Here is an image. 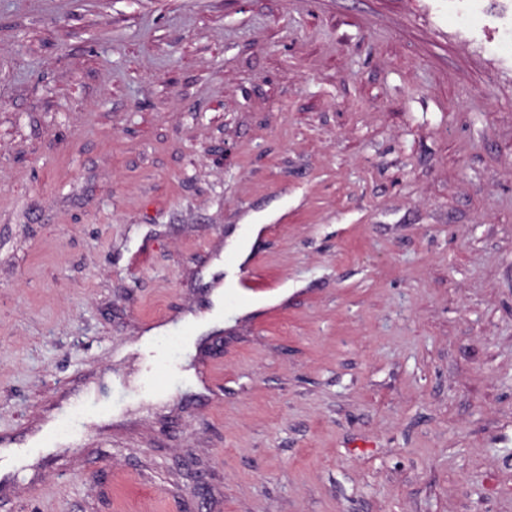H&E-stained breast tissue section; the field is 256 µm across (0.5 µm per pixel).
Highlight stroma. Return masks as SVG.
Returning a JSON list of instances; mask_svg holds the SVG:
<instances>
[{
	"mask_svg": "<svg viewBox=\"0 0 512 512\" xmlns=\"http://www.w3.org/2000/svg\"><path fill=\"white\" fill-rule=\"evenodd\" d=\"M510 36L512 0H0V447L46 439L0 512H512Z\"/></svg>",
	"mask_w": 512,
	"mask_h": 512,
	"instance_id": "stroma-1",
	"label": "stroma"
}]
</instances>
